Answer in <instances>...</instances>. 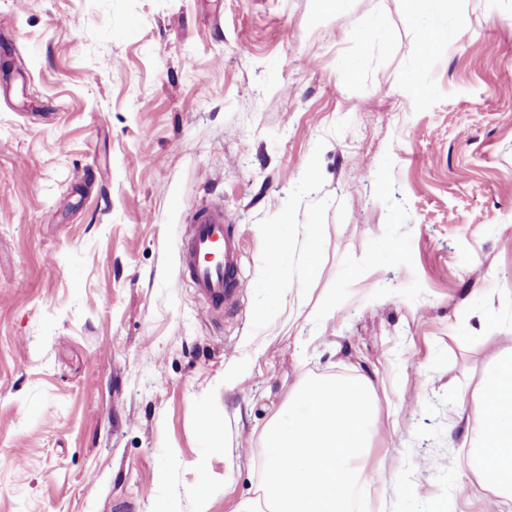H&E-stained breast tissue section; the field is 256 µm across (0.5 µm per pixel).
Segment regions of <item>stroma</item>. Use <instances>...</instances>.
Masks as SVG:
<instances>
[{
  "label": "stroma",
  "instance_id": "35a3bbf8",
  "mask_svg": "<svg viewBox=\"0 0 512 512\" xmlns=\"http://www.w3.org/2000/svg\"><path fill=\"white\" fill-rule=\"evenodd\" d=\"M510 356L512 0H0V512H236L309 377L372 385L368 512H512L455 410ZM227 215L219 206L197 209L187 224L180 263L195 293L210 310H224L236 286V244L228 231Z\"/></svg>",
  "mask_w": 512,
  "mask_h": 512
}]
</instances>
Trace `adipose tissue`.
Masks as SVG:
<instances>
[{
	"instance_id": "1",
	"label": "adipose tissue",
	"mask_w": 512,
	"mask_h": 512,
	"mask_svg": "<svg viewBox=\"0 0 512 512\" xmlns=\"http://www.w3.org/2000/svg\"><path fill=\"white\" fill-rule=\"evenodd\" d=\"M479 397L465 467L497 497L512 501V359L482 377Z\"/></svg>"
}]
</instances>
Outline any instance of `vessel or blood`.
<instances>
[{"label": "vessel or blood", "instance_id": "b4317fda", "mask_svg": "<svg viewBox=\"0 0 512 512\" xmlns=\"http://www.w3.org/2000/svg\"><path fill=\"white\" fill-rule=\"evenodd\" d=\"M227 215L217 206L197 209L186 226L180 249L183 272L197 296L211 309H223L236 286V244Z\"/></svg>", "mask_w": 512, "mask_h": 512}]
</instances>
